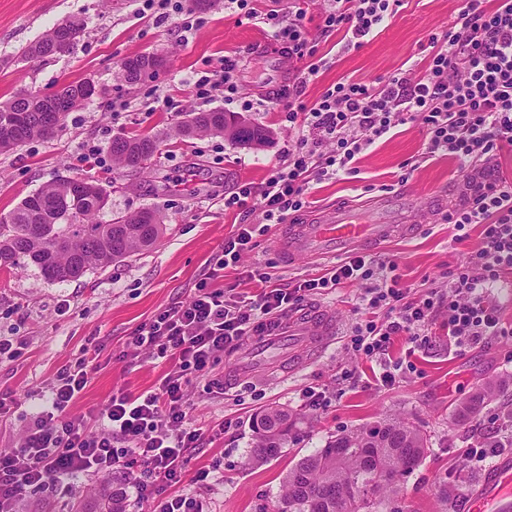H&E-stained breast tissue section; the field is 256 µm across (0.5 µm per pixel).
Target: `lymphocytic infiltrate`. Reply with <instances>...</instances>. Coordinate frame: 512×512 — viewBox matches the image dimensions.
Masks as SVG:
<instances>
[{
	"mask_svg": "<svg viewBox=\"0 0 512 512\" xmlns=\"http://www.w3.org/2000/svg\"><path fill=\"white\" fill-rule=\"evenodd\" d=\"M462 0L457 21L432 49L427 69L417 81L398 72L368 85L339 82L318 99L305 98L307 79L317 74L315 40L304 25V11L289 21L277 13H259L253 0H224L242 19L263 23L273 40L284 45L290 60L300 63L302 76L284 91L283 109L291 125L303 135L286 148L261 187L239 186L225 198V208L257 206L258 224L239 225L220 245L209 272L191 299L159 309L132 332L127 357L148 352L168 362L170 369L154 389L113 394L108 408L96 416L98 433H89L83 417L72 407L100 366L106 344L91 338L90 350L62 366L41 393L43 407L27 425L19 445L0 452V512H17L28 498L54 496L68 480L89 474L126 469L139 496L153 498V512H203L190 494L175 493L186 473L193 450L203 447L206 435L188 426L189 388L206 375L220 355L241 348L251 327L262 318L283 316L324 288L347 281H363L359 318L348 347L379 365V386L399 383L403 359L388 358L395 339L415 349L432 344L430 327L438 311H445V327L455 353L465 352L491 338L512 336L491 295L512 275V179L497 176L488 192L466 199L448 217L462 241L466 226L482 227L480 245L448 274V290L419 297L396 272L395 265H373L355 253L330 274L285 287L255 266L249 279L262 282L259 294H229L215 285L225 269L238 266L253 239L265 225L280 224L306 204L312 180L352 174L357 155L397 126L421 120L428 154L447 155L460 167L495 164L498 153L512 146V0ZM402 0H322L321 30L344 32L353 47H362L383 22L395 14ZM239 58L224 57L194 84L198 97L223 91L233 99L238 90ZM385 319H378V312Z\"/></svg>",
	"mask_w": 512,
	"mask_h": 512,
	"instance_id": "f902f5d3",
	"label": "lymphocytic infiltrate"
}]
</instances>
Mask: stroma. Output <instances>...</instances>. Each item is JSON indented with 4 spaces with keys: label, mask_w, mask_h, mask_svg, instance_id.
Segmentation results:
<instances>
[{
    "label": "stroma",
    "mask_w": 512,
    "mask_h": 512,
    "mask_svg": "<svg viewBox=\"0 0 512 512\" xmlns=\"http://www.w3.org/2000/svg\"><path fill=\"white\" fill-rule=\"evenodd\" d=\"M461 7V0H403L359 49L344 48L341 34L318 35V56L327 60L307 83L308 99H316L329 86L344 80L374 84L399 71L418 78L429 53L431 36H444ZM78 19L85 33L69 51L46 59L20 61V46L35 42L66 19ZM200 25L188 41L177 38L180 18L140 13L137 0H0V104L20 92L50 96L74 82L90 81L97 95L66 116L62 131L50 139H35L0 153V214L12 210L24 197L58 178L99 179L108 194L100 224L145 208L157 209L167 231L160 243L105 270H92L76 281L52 283L34 265L0 271V336L25 337L28 358L22 363L0 361V395L15 399L14 415L0 421V451L15 447L23 426L37 402L36 391L48 384L57 370L78 354L91 337L106 340L108 362L102 363L81 399L75 416L88 409L104 411L122 389L141 392L154 388L169 365L148 357L125 359L131 332L158 309L187 301L207 273L218 245L242 224H255L259 212L228 209L224 197L244 183L259 187L278 164L298 131L290 127L278 94L293 78V63L281 52L265 54L258 46L269 40L267 26L239 23L225 10L224 0L199 16ZM155 53L166 67L151 81L129 86L120 65L128 57ZM240 55L241 85L237 97L225 102L221 92L197 98L194 83L207 65L224 56ZM169 100L156 109L155 96ZM114 100L130 104L128 112L113 116ZM254 107L249 120L270 130L269 145L244 147L221 136L175 137L173 131L187 113ZM132 133L156 136L159 147L148 167L128 170L105 164L80 168L74 161L83 143L92 141L108 149L113 138ZM466 172L448 158L426 152L421 122L413 121L391 131L365 150L355 173L338 179L311 182L307 210L349 202L366 207L377 187L390 192L424 193L434 187L451 190ZM278 225H269L255 238L251 252L237 270L228 271L225 285L238 291L259 293L261 282L248 279L250 267L259 265L282 285L317 278L331 263L302 260L285 266L273 247ZM463 242L443 214L429 216L409 239H394L364 253L375 262H394L403 283L413 294L447 288L449 267L463 262L481 241V228L471 225ZM361 282H346L313 295L311 303L334 309L339 334L317 359L289 371L288 361L269 355L262 374L237 379L225 393L209 390L208 383L223 379L238 361L227 353L196 380L190 391L189 419L211 431L225 421L235 425L234 435H218L196 449L178 490L200 499L205 512H273L282 493V479L300 458L323 448L327 439L372 426L386 419L412 423L427 438L425 458L405 479L399 493L387 495L379 512H468L470 494L480 485L487 463L468 458L465 448L473 423H458L455 408L491 384L507 383L499 398L478 408V415L505 416L512 409V337L495 339L464 355L449 352L447 341L412 356L413 367L394 387L372 385V364L346 348L356 322L355 308L363 292ZM69 301L70 310L59 315L58 305ZM353 370L363 382L357 388L343 383ZM324 389L323 408L306 406L308 387ZM285 409L296 425L282 456L254 464L252 423L268 409ZM210 469L207 482H195L198 469ZM99 480L83 476L71 480L56 497L26 499L18 512H72L74 500L89 502Z\"/></svg>",
    "instance_id": "1"
}]
</instances>
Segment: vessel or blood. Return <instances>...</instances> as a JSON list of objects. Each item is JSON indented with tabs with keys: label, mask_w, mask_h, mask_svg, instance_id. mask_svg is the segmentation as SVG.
I'll return each instance as SVG.
<instances>
[{
	"label": "vessel or blood",
	"mask_w": 512,
	"mask_h": 512,
	"mask_svg": "<svg viewBox=\"0 0 512 512\" xmlns=\"http://www.w3.org/2000/svg\"><path fill=\"white\" fill-rule=\"evenodd\" d=\"M404 199L403 210L397 212L393 209L392 197H380L363 217L347 207H329L306 222L283 225L275 247L291 263L308 257L331 259L353 250L367 239L384 242L408 236L414 225L448 205L445 196L436 191L421 197L408 192ZM335 329L336 319L327 310L300 309L254 336L251 346L258 350L272 339L287 337L291 340L290 356L304 363L325 351ZM468 510L512 512L511 455L499 457L488 468L480 487L470 497Z\"/></svg>",
	"instance_id": "vessel-or-blood-1"
}]
</instances>
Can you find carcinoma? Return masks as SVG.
I'll use <instances>...</instances> for the list:
<instances>
[{
	"label": "carcinoma",
	"mask_w": 512,
	"mask_h": 512,
	"mask_svg": "<svg viewBox=\"0 0 512 512\" xmlns=\"http://www.w3.org/2000/svg\"><path fill=\"white\" fill-rule=\"evenodd\" d=\"M65 23L67 28L55 26L22 47L19 56L46 58L54 55L52 47L56 45H74L84 35L83 23L77 19ZM85 86L77 82L59 91L69 100V110L85 102ZM30 97L32 93L20 92L9 102L11 111L0 109L1 153L12 150L15 124L20 111L31 105ZM236 117L237 113L223 110L190 112L175 135H222ZM267 134L268 129L248 122L227 139L250 146ZM53 136V128L43 124L42 113H28L26 140ZM156 150L155 138L144 134L114 138L109 147L113 164L137 170L145 168ZM80 183L95 188L97 195L90 197L74 190ZM101 198H107V193L97 181L73 178L51 181L23 198L0 217V268H13L25 258L51 282L75 281L90 270L107 269L154 246L164 234L166 227L156 210L118 217L109 224L96 223ZM499 392V387L490 386L464 400L455 412L456 420L466 421ZM291 429L288 412L275 409L263 414L255 425L252 459L263 463L279 456ZM427 450L426 437L398 419L338 435L288 470L276 512H377L382 495L399 490ZM97 512H125L123 496L101 488Z\"/></svg>",
	"instance_id": "carcinoma-1"
}]
</instances>
